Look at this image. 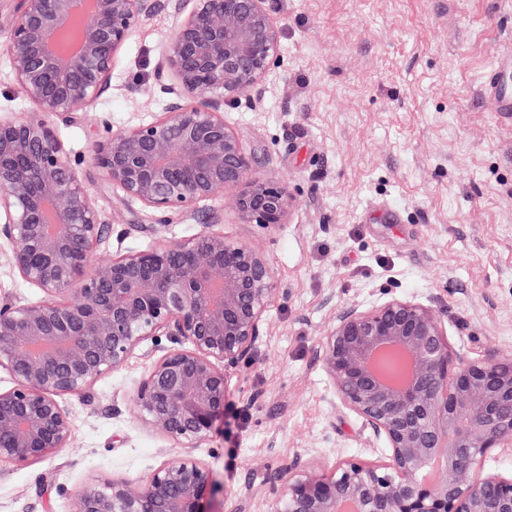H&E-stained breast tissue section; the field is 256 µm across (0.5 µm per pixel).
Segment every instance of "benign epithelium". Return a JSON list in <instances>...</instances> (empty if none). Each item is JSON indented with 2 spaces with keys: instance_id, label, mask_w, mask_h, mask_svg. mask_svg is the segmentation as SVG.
<instances>
[{
  "instance_id": "benign-epithelium-1",
  "label": "benign epithelium",
  "mask_w": 512,
  "mask_h": 512,
  "mask_svg": "<svg viewBox=\"0 0 512 512\" xmlns=\"http://www.w3.org/2000/svg\"><path fill=\"white\" fill-rule=\"evenodd\" d=\"M21 0L5 43L31 110L0 114V238L41 298L0 304V463L45 460L68 447L61 405L122 366L145 341L159 347L132 398L142 424L177 449L140 482L82 485L69 512H212L217 491L194 455L224 423L227 384L261 336L273 268L256 249L205 224L185 240L117 253L105 221L52 119L90 109L112 85L115 59L151 0ZM155 78L166 104L148 122L92 147L100 181L149 209L159 226L234 192L248 223L282 224L288 190L251 175L253 161L224 106L258 98L279 52L266 0H180ZM175 346H161L162 339ZM336 401L385 448L378 461L300 456L269 488L270 512H512V356L454 353L431 307L392 298L336 311L321 336ZM399 357L402 375L381 369ZM442 455V477L422 473Z\"/></svg>"
}]
</instances>
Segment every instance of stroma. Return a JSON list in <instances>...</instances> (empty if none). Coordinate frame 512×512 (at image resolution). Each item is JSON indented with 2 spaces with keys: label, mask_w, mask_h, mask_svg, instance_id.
Masks as SVG:
<instances>
[{
  "label": "stroma",
  "mask_w": 512,
  "mask_h": 512,
  "mask_svg": "<svg viewBox=\"0 0 512 512\" xmlns=\"http://www.w3.org/2000/svg\"><path fill=\"white\" fill-rule=\"evenodd\" d=\"M277 61L254 102L225 122L253 158L255 178L284 185V223L249 224L220 196L159 229L147 209L100 184L94 140L151 121L166 97L154 67L179 18L154 7L126 42L112 87L86 112L57 121L81 160L114 252L183 240L213 224L271 263L276 289L262 335L229 380L231 425L200 456L223 486L216 512H269L267 481L295 457L379 460L361 420L335 400L320 338L340 307L394 297L435 309L463 357L512 353V116L480 81L512 50V0H267ZM141 90L130 99L126 88ZM0 239V304L39 292ZM158 351L145 342L120 368L62 397L68 448L0 468V512H67L84 483L140 480L170 451L131 409Z\"/></svg>",
  "instance_id": "1"
}]
</instances>
